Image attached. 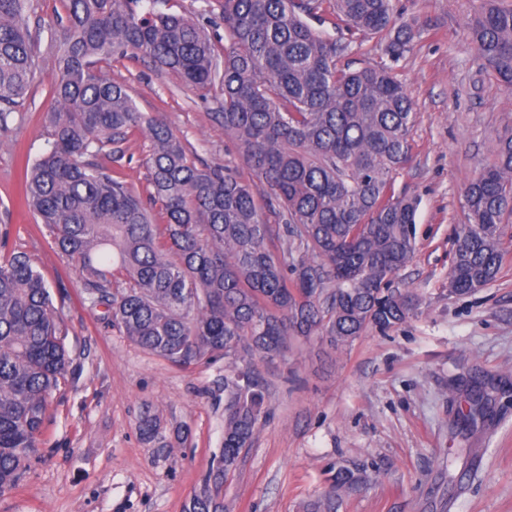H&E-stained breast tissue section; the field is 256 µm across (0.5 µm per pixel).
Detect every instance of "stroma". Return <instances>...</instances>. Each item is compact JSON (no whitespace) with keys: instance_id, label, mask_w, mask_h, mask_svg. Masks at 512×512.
Returning a JSON list of instances; mask_svg holds the SVG:
<instances>
[{"instance_id":"obj_1","label":"stroma","mask_w":512,"mask_h":512,"mask_svg":"<svg viewBox=\"0 0 512 512\" xmlns=\"http://www.w3.org/2000/svg\"><path fill=\"white\" fill-rule=\"evenodd\" d=\"M425 27L395 71L417 107L410 159L396 192L418 196L416 251L392 279L419 308L346 349L292 337L285 353L255 357L267 383L251 448L224 483V512H512V223L497 279L473 294L448 291L464 189L512 127V93L484 72L466 38L477 0H396ZM107 72L140 111L159 113L211 166L238 165L215 114L150 59L128 54ZM53 57L40 55L29 90L0 127V228L27 252L69 329L75 376L51 399L38 458L0 495V512H183L224 439V363L180 365L105 327L83 302L78 272L21 200L24 163L43 152L42 116L54 105ZM482 381L492 412L466 429L461 380ZM159 420L155 439L139 431ZM355 483L332 492L337 469Z\"/></svg>"}]
</instances>
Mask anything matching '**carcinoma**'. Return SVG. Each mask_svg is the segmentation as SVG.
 Returning a JSON list of instances; mask_svg holds the SVG:
<instances>
[{
    "mask_svg": "<svg viewBox=\"0 0 512 512\" xmlns=\"http://www.w3.org/2000/svg\"><path fill=\"white\" fill-rule=\"evenodd\" d=\"M48 52L58 63L47 150L28 166L26 207L79 272L90 309L141 349L177 363L222 359L224 442L184 512H224V478L250 447L266 384L256 355L284 353L290 336L343 349L417 310L392 277L415 253L418 200L393 178L409 159L416 105L393 63L424 28L394 0H222L224 39L159 8L162 0H59ZM468 22L481 68L512 92V4L479 0ZM27 0H0V127L24 99L36 65ZM374 40L389 62L341 63L349 44L310 21ZM140 53L201 97L224 94L215 118L245 166L269 187L260 200L238 168L199 162L160 115L139 111L103 65ZM150 142L146 194L88 157ZM448 289L469 295L501 269L512 214V129L464 192ZM275 216L271 224L265 213ZM285 241L279 253L274 239ZM72 365L69 332L32 259L0 254V494L39 453L54 391ZM473 425L489 412L466 388Z\"/></svg>",
    "mask_w": 512,
    "mask_h": 512,
    "instance_id": "1",
    "label": "carcinoma"
}]
</instances>
